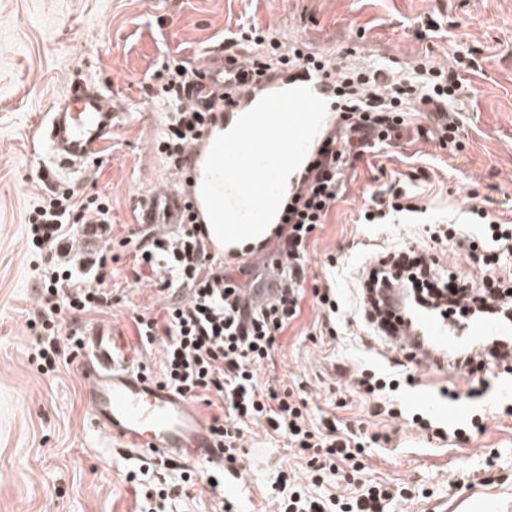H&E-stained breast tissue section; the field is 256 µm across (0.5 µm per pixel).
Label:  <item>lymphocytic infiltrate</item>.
I'll return each instance as SVG.
<instances>
[{
  "label": "lymphocytic infiltrate",
  "instance_id": "lymphocytic-infiltrate-1",
  "mask_svg": "<svg viewBox=\"0 0 512 512\" xmlns=\"http://www.w3.org/2000/svg\"><path fill=\"white\" fill-rule=\"evenodd\" d=\"M238 46L258 51L253 69L257 79L269 67L304 60L300 50H282L270 30L254 25L240 26L225 38V55H233ZM163 70L159 96L165 102L166 123L158 150L172 165L196 140L204 115L179 99V90L194 76V68L177 63L164 65ZM466 70L460 54L446 68L411 64L391 86L365 96L361 93L368 83L365 73L337 68L344 133L326 139L320 147L310 164L306 187L283 211L275 261L249 282L239 283L231 269L214 268L186 229L154 240L135 256L137 265L162 274L164 289L190 291L188 300L169 303L162 315L139 312L133 317L141 340L162 346L161 384L192 400H218L219 413L212 416L210 425L223 439L229 462H236L244 429L250 424L267 425L306 457L305 477L287 471L272 486L277 512H389L391 506L411 497L407 488L393 489L363 476L362 459L369 448L383 441L382 433L355 429L331 418L311 423L301 392L261 382L260 364L268 359L280 334L298 319L306 295H313L321 311L320 335L330 337L350 314L363 323L365 335L384 337L379 296L383 289L398 284L406 290L408 313L426 310L444 317L452 313L465 321L512 322V222L489 214L477 202L469 213L480 231L451 221L431 225L426 232L428 244L388 247L362 269L354 302L343 303L333 281L313 288L307 285L310 242L338 200L346 165L369 149L390 144L400 127L422 116L433 124L441 147L460 144L461 125L448 113L471 91ZM111 208L106 195L84 200L69 190L52 193L38 198L29 209L27 238L38 251L61 250L74 225L109 223ZM419 210L412 195L390 188L369 195L358 221L382 224L394 215ZM454 247L478 264L479 281L459 283L457 275L447 270L443 258ZM74 277V270L58 262L48 263L38 275L44 310L40 329L45 334L39 359L45 374L55 371L62 359L76 357L82 347L76 334L61 335V315L99 312L112 305L111 289L76 288ZM271 288L277 291L272 301L253 304L254 294ZM354 383L371 400V416L400 417L393 398L398 379L363 370ZM336 476L345 481L346 493L315 494V487Z\"/></svg>",
  "mask_w": 512,
  "mask_h": 512
}]
</instances>
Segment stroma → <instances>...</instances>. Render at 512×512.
I'll return each mask as SVG.
<instances>
[{
	"label": "stroma",
	"instance_id": "35a3bbf8",
	"mask_svg": "<svg viewBox=\"0 0 512 512\" xmlns=\"http://www.w3.org/2000/svg\"><path fill=\"white\" fill-rule=\"evenodd\" d=\"M430 17L440 28L422 33L420 22ZM252 22L327 59L446 66L455 47L464 46L480 61L471 78L475 94L461 112L462 149L439 148L410 125L396 147L367 153L346 171L340 199L314 233L311 283L325 280L333 256L345 272L340 286L352 295V273L379 249L423 243L425 225L464 211L473 194L512 220V0H0V512L138 509L127 475L138 469L140 456L113 447L90 425L77 361L47 375L37 364L36 273L50 256L31 249L23 218L48 192L38 177L43 161L32 148L42 115L89 66L111 88L113 106L128 115L84 179L58 181L82 197L110 196L104 242L115 256L105 278L111 308L65 319L62 328L81 331L109 321L137 338L132 313H161L167 296L153 279L136 277L135 254L123 241L135 235L146 244L177 231L173 224L138 221L141 198L168 174L155 146L165 123L151 102L161 85L156 73L166 61L201 63L207 51L223 46L226 31ZM395 183L417 196L423 214L359 223L369 192ZM319 317L305 301L261 363V381L303 386L311 420L332 413L388 434L389 444L364 457L365 473L408 485L415 494L405 503L408 512H512V416L497 411L512 402V389L493 382L471 398L470 382L415 371L413 385L400 394L406 412L444 427L483 415L484 431L463 441L436 440L401 418L369 417L355 373L392 370L403 356L393 344L364 336L353 321L335 338L319 336ZM451 389L459 399L448 398ZM244 440L269 455L261 463L243 458L246 480L225 497L237 512H273L268 489L281 470L304 460L266 425H250Z\"/></svg>",
	"mask_w": 512,
	"mask_h": 512
}]
</instances>
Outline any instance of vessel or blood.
I'll use <instances>...</instances> for the list:
<instances>
[{
	"label": "vessel or blood",
	"instance_id": "b4317fda",
	"mask_svg": "<svg viewBox=\"0 0 512 512\" xmlns=\"http://www.w3.org/2000/svg\"><path fill=\"white\" fill-rule=\"evenodd\" d=\"M249 63L230 60L213 52L201 67V76L182 89V100L207 114L200 139L187 150L180 172L141 203L144 224H188L201 250L215 265L264 257V238H256L249 251L239 245L221 244L215 237L201 195L204 162L214 139L229 130L240 115L264 95L306 84L328 103L326 117L309 146L317 151L326 138L341 129L333 71L304 64L273 67L255 80ZM125 118L114 111L112 98L91 73L70 83L45 117L37 134L39 153L52 154L57 168H46L48 180L58 172L82 176L87 159L110 140ZM402 289L386 290L383 312L393 326V341L414 360L416 368L436 375L471 378L469 368L449 367L448 352L465 345L482 352L490 338L512 335V324L496 320L456 322L430 313L409 317L401 301ZM140 357L127 336L115 332L111 323L99 322L83 333L79 372L87 385L85 395L92 425L117 448L168 461L224 465V450L217 434L188 398L149 379L139 369Z\"/></svg>",
	"mask_w": 512,
	"mask_h": 512
}]
</instances>
